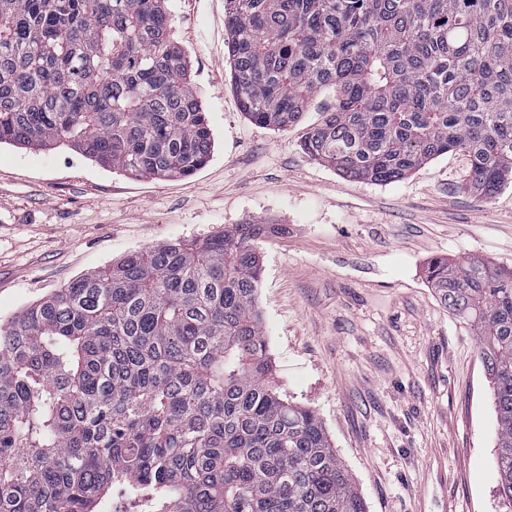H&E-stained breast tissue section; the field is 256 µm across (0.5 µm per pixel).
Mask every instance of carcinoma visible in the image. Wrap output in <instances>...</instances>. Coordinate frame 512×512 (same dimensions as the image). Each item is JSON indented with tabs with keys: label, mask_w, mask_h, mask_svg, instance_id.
<instances>
[{
	"label": "carcinoma",
	"mask_w": 512,
	"mask_h": 512,
	"mask_svg": "<svg viewBox=\"0 0 512 512\" xmlns=\"http://www.w3.org/2000/svg\"><path fill=\"white\" fill-rule=\"evenodd\" d=\"M166 0H0V144H61L179 178L213 150ZM243 113L286 129L332 88L301 147L343 175L399 180L469 158L512 175V0H224ZM270 224L127 254L0 326V512H367L315 411L277 393L257 307ZM427 280L479 336L498 499L512 512V271L466 256Z\"/></svg>",
	"instance_id": "obj_1"
}]
</instances>
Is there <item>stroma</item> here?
<instances>
[{
    "label": "stroma",
    "mask_w": 512,
    "mask_h": 512,
    "mask_svg": "<svg viewBox=\"0 0 512 512\" xmlns=\"http://www.w3.org/2000/svg\"><path fill=\"white\" fill-rule=\"evenodd\" d=\"M167 8L213 133L210 160L165 180L64 146L1 144L0 323L129 252L280 225L258 244L273 381L320 417L368 512H498L479 339L424 270L466 256L512 270V182L491 197L470 191L458 152L390 183L344 176L301 148L334 89L288 129L254 124L232 85L224 0Z\"/></svg>",
    "instance_id": "1"
}]
</instances>
